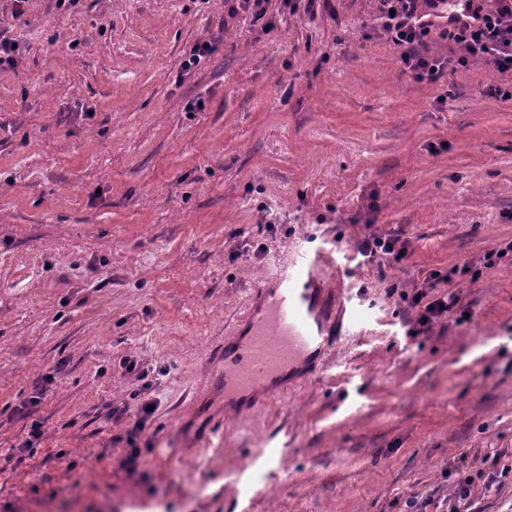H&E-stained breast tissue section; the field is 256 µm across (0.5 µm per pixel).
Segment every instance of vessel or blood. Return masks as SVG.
Masks as SVG:
<instances>
[{
    "label": "vessel or blood",
    "instance_id": "1",
    "mask_svg": "<svg viewBox=\"0 0 512 512\" xmlns=\"http://www.w3.org/2000/svg\"><path fill=\"white\" fill-rule=\"evenodd\" d=\"M335 278L336 261L321 249L271 273V288L258 290L214 353L220 368L212 381L225 402L255 407L281 395L300 362H307L309 372L319 370L316 356L336 330Z\"/></svg>",
    "mask_w": 512,
    "mask_h": 512
}]
</instances>
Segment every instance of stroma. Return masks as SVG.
<instances>
[{
	"label": "stroma",
	"mask_w": 512,
	"mask_h": 512,
	"mask_svg": "<svg viewBox=\"0 0 512 512\" xmlns=\"http://www.w3.org/2000/svg\"><path fill=\"white\" fill-rule=\"evenodd\" d=\"M333 5L268 33L224 0H0V512H405L450 494L454 459L512 466L506 77L415 81L366 26L378 0ZM370 234L405 257L359 262ZM311 247L356 317L225 422L210 353ZM433 272L474 321L412 340L403 296ZM214 50L215 46L211 41L200 40L196 42L180 62V74L189 72L200 66L201 63L206 62Z\"/></svg>",
	"instance_id": "1"
}]
</instances>
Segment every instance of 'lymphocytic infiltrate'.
Here are the masks:
<instances>
[{"label": "lymphocytic infiltrate", "instance_id": "f902f5d3", "mask_svg": "<svg viewBox=\"0 0 512 512\" xmlns=\"http://www.w3.org/2000/svg\"><path fill=\"white\" fill-rule=\"evenodd\" d=\"M440 0H380L376 28L395 45L401 46L400 57L404 71L419 81L436 82L445 75L450 65L462 67L485 60L498 72L512 74V0H467L471 20L465 24H441L432 18ZM451 42L454 58L433 54L426 46L432 37ZM408 305L415 312L410 336L429 332L447 317L456 314L458 323H466V316L458 312L455 295H429L414 292Z\"/></svg>", "mask_w": 512, "mask_h": 512}]
</instances>
